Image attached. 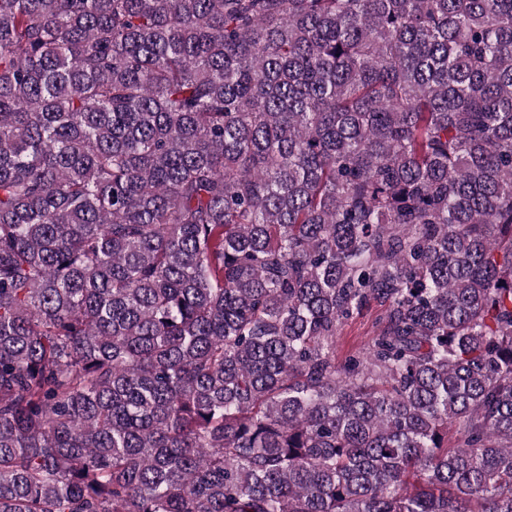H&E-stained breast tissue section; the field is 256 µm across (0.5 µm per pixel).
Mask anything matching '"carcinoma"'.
<instances>
[{"instance_id": "cac0c4a2", "label": "carcinoma", "mask_w": 512, "mask_h": 512, "mask_svg": "<svg viewBox=\"0 0 512 512\" xmlns=\"http://www.w3.org/2000/svg\"><path fill=\"white\" fill-rule=\"evenodd\" d=\"M0 512H512V0H0ZM378 309L379 307L373 305L341 328L336 336V354L340 359L362 348L374 335V319Z\"/></svg>"}]
</instances>
